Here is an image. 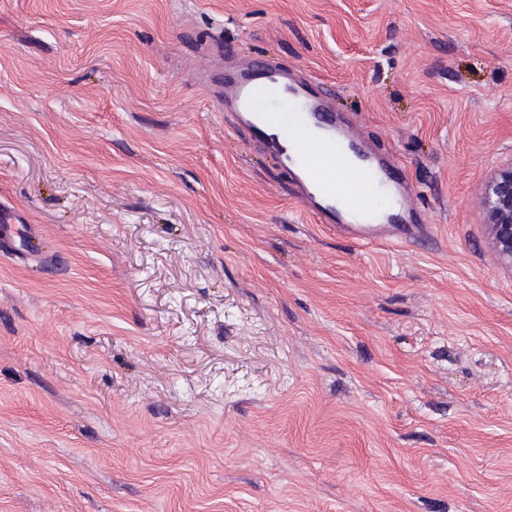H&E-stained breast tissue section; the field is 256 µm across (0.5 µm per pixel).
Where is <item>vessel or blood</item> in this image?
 <instances>
[{
	"label": "vessel or blood",
	"instance_id": "vessel-or-blood-1",
	"mask_svg": "<svg viewBox=\"0 0 512 512\" xmlns=\"http://www.w3.org/2000/svg\"><path fill=\"white\" fill-rule=\"evenodd\" d=\"M221 107L231 108L254 144L275 154L297 185L303 210L336 234L366 244L430 239L424 214L401 168L354 158V134L321 103L313 82L284 81L269 61L224 75Z\"/></svg>",
	"mask_w": 512,
	"mask_h": 512
}]
</instances>
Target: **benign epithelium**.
Instances as JSON below:
<instances>
[{"label": "benign epithelium", "mask_w": 512, "mask_h": 512, "mask_svg": "<svg viewBox=\"0 0 512 512\" xmlns=\"http://www.w3.org/2000/svg\"><path fill=\"white\" fill-rule=\"evenodd\" d=\"M482 203L492 249L500 263L512 268V161L489 175Z\"/></svg>", "instance_id": "7a95c632"}]
</instances>
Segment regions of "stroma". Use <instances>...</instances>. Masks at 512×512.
<instances>
[{
	"instance_id": "obj_1",
	"label": "stroma",
	"mask_w": 512,
	"mask_h": 512,
	"mask_svg": "<svg viewBox=\"0 0 512 512\" xmlns=\"http://www.w3.org/2000/svg\"><path fill=\"white\" fill-rule=\"evenodd\" d=\"M333 91L433 224L303 212L224 46ZM512 0H0V512H512ZM492 249L500 263L512 268V161L487 178L482 196Z\"/></svg>"
}]
</instances>
